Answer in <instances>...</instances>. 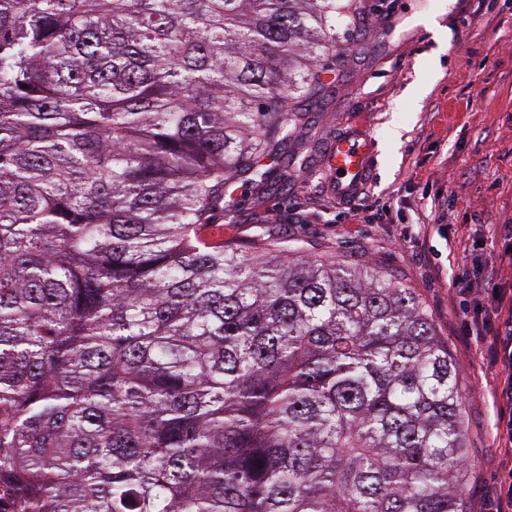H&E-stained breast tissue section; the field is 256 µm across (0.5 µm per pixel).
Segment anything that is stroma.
I'll list each match as a JSON object with an SVG mask.
<instances>
[{"label":"stroma","instance_id":"stroma-1","mask_svg":"<svg viewBox=\"0 0 512 512\" xmlns=\"http://www.w3.org/2000/svg\"><path fill=\"white\" fill-rule=\"evenodd\" d=\"M511 44L512 0H353L336 19L333 58L316 68L325 100L298 128L308 165L271 164L290 179L262 203L251 184H235L224 227L225 240L247 247L274 227L302 256L391 273L420 296L461 370L467 512H494L512 467L496 436L501 369L466 336L475 306L460 293L512 283L500 232L512 225ZM348 130L371 141L375 172L342 198L323 160Z\"/></svg>","mask_w":512,"mask_h":512}]
</instances>
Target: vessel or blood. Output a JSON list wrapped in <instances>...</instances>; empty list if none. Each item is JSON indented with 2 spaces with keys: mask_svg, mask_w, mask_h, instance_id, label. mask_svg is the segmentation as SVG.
Masks as SVG:
<instances>
[{
  "mask_svg": "<svg viewBox=\"0 0 512 512\" xmlns=\"http://www.w3.org/2000/svg\"><path fill=\"white\" fill-rule=\"evenodd\" d=\"M327 166L337 194L352 195L374 171L370 143L356 133L337 137L328 154Z\"/></svg>",
  "mask_w": 512,
  "mask_h": 512,
  "instance_id": "vessel-or-blood-1",
  "label": "vessel or blood"
}]
</instances>
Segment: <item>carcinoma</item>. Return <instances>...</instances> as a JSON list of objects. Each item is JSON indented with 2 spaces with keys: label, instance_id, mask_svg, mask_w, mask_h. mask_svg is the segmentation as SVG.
I'll list each match as a JSON object with an SVG mask.
<instances>
[{
  "label": "carcinoma",
  "instance_id": "carcinoma-1",
  "mask_svg": "<svg viewBox=\"0 0 512 512\" xmlns=\"http://www.w3.org/2000/svg\"><path fill=\"white\" fill-rule=\"evenodd\" d=\"M344 9L0 0V512H465L419 295L205 237Z\"/></svg>",
  "mask_w": 512,
  "mask_h": 512
}]
</instances>
